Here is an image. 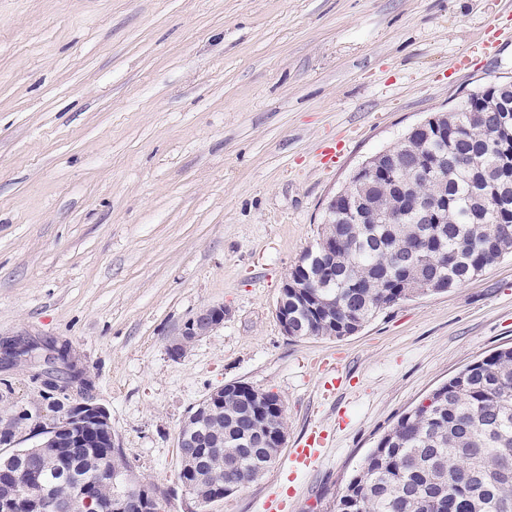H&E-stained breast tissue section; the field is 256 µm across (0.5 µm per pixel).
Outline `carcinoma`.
Wrapping results in <instances>:
<instances>
[{
  "label": "carcinoma",
  "mask_w": 512,
  "mask_h": 512,
  "mask_svg": "<svg viewBox=\"0 0 512 512\" xmlns=\"http://www.w3.org/2000/svg\"><path fill=\"white\" fill-rule=\"evenodd\" d=\"M497 83L469 94L427 126L407 132L388 152L412 163L430 164L441 154L465 155L473 164L449 168L433 179L409 175L410 194L440 198L444 224H349L343 210L328 215L322 237L336 248L314 260L308 250L290 275L302 289L288 302L298 322H316L317 336L341 339L358 332L379 312L401 302L455 288L502 256L512 253V200L498 199L499 186L512 187V128L494 121L500 108ZM351 191L380 210H401V192L385 175L353 179ZM333 267L326 293L336 307L319 310L315 288L304 270L311 263ZM263 420L280 425L282 404L267 393ZM429 406L402 414L367 454L336 501V512H512V347L476 360L434 389ZM205 460L182 469L178 480L191 496L231 487L238 491L268 470L273 443L260 440L246 393L226 395L222 432L209 435ZM0 512H35L44 498L71 503V512H102L127 489L141 484L120 448L96 439L87 448L37 444L14 447L0 431Z\"/></svg>",
  "instance_id": "carcinoma-1"
}]
</instances>
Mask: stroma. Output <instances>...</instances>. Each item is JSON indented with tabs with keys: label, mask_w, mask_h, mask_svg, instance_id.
<instances>
[{
	"label": "stroma",
	"mask_w": 512,
	"mask_h": 512,
	"mask_svg": "<svg viewBox=\"0 0 512 512\" xmlns=\"http://www.w3.org/2000/svg\"><path fill=\"white\" fill-rule=\"evenodd\" d=\"M501 80L512 0H0V335L69 342L169 512L178 431L232 382L279 397L287 441L206 512L288 490V512H336L406 410L512 345V255L342 339L283 335L281 286L363 161ZM217 305L223 327L172 359ZM20 408L50 416L23 366L0 375V416ZM314 431L319 460L291 474ZM223 325V306H212L201 310L185 324L180 336L169 344V355L175 359L181 358L196 341Z\"/></svg>",
	"instance_id": "1"
}]
</instances>
